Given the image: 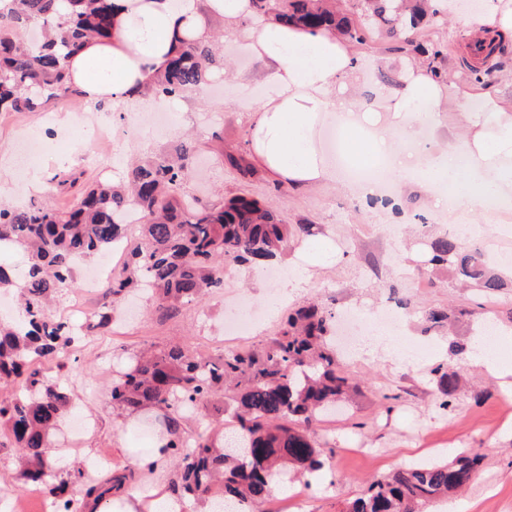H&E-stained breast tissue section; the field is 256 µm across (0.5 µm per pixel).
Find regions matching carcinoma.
Returning <instances> with one entry per match:
<instances>
[{
    "instance_id": "carcinoma-1",
    "label": "carcinoma",
    "mask_w": 512,
    "mask_h": 512,
    "mask_svg": "<svg viewBox=\"0 0 512 512\" xmlns=\"http://www.w3.org/2000/svg\"><path fill=\"white\" fill-rule=\"evenodd\" d=\"M371 12L360 24L326 0H255L260 14L283 25L329 27L357 43L363 33L392 34L418 25L424 12H408L395 0H371ZM23 9L0 13V112H26L72 98L78 91L68 80L65 60L81 50L87 38L103 34L111 24V0H20ZM57 17L54 34L35 45L17 39L29 24L47 26ZM224 68V56L210 43L189 42L157 79L154 92L174 97L207 85L209 74ZM195 150L185 144L176 155L159 153L133 167L128 188L79 186L81 174L57 181L76 190L67 211L48 205H0V242L23 248L27 265L21 282L0 265V288H19L18 322L0 326V388L19 384L26 393L0 400V447L19 452V480L54 498L58 512H82L88 499L100 500L129 485L133 474H108L83 486V497L64 496L68 481L59 480L48 451V436L71 411L70 396L45 380L41 361L62 353L72 342L69 327L47 310L50 298L75 287V261L98 256L117 242L131 246L125 269L106 286L109 301L93 331L111 320L110 309L131 288L150 286V293L170 304L191 303L223 282V258L264 267L281 253L289 225L280 214L250 195L210 204L185 194L180 187ZM142 214L140 236L129 243L122 216L130 205ZM430 263L448 266L463 288L485 297L505 288L482 250L463 245L444 233L430 243ZM332 310L303 305L288 315L279 334L259 347L206 358L173 346L139 359L112 382V405L136 413L147 407L163 411L165 437L160 452L178 461L179 480L173 490L189 499L211 498L254 512L272 496V482L284 465L305 474L325 466L311 427L336 413L339 403L357 389L350 373L336 364L330 336ZM438 391L449 398L462 376L441 365L432 369ZM235 404L238 434L228 443L219 434L189 433L180 426L190 411L224 402ZM481 456L460 453L450 461L401 468L372 482L367 491L345 504L341 512H417L419 506L468 487Z\"/></svg>"
}]
</instances>
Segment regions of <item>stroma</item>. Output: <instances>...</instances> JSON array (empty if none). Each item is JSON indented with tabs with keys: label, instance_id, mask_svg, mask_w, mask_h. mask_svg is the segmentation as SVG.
Returning a JSON list of instances; mask_svg holds the SVG:
<instances>
[{
	"label": "stroma",
	"instance_id": "obj_1",
	"mask_svg": "<svg viewBox=\"0 0 512 512\" xmlns=\"http://www.w3.org/2000/svg\"><path fill=\"white\" fill-rule=\"evenodd\" d=\"M466 11H458L446 26L422 22L415 28H400L391 35L367 36L355 45L365 62L367 75L378 73L397 83L398 73L388 58L405 56L407 48L426 47L423 62L440 76L473 85L476 91L499 95L512 103V39L486 60L471 52ZM239 90L216 72L210 85L174 99L165 100L170 114L187 113L189 128L171 122L160 135H137L132 130L134 114L123 108H104L95 124L85 122L78 100L65 104V112H0V155L12 154L19 129H26V144L44 184L33 190L19 167L0 169L6 203H50L65 207L69 199L56 189L55 175L82 173L83 183L125 182L132 161L160 151L175 152L186 138L198 147L194 171L184 182V193L218 204L239 194L276 202L285 224H308V236H292L273 266L286 272L296 248L313 246L321 237L336 244L333 263L318 268L301 287L288 291V303L270 312L267 299L280 284L263 278L261 270L233 260L224 262V285L206 291L201 301L181 305L169 312L157 300L141 295L135 315L124 309L112 314L103 332L76 337L66 366L44 365L45 375L70 394L74 417L86 419L81 435H73L72 423L64 421L51 434L57 451L54 460L60 478L69 482L70 494H78L84 477L100 468L124 469L148 490L172 489L178 469L170 463L149 471L134 468L136 458L152 454L160 443L162 427L153 410L137 413L123 424L112 406V381L133 366L147 350L180 344L216 358L224 355L221 323L224 294L234 290L249 298L259 322L248 343L257 346L275 336L289 308L317 300L343 312L357 310L361 326L370 331L379 308L404 300L402 332L408 339L427 342L430 351L416 359L390 360L375 352L365 357H337V364L359 384L351 404L334 416L315 423L316 439L324 450L323 469L306 476L308 496L298 512H340L346 500L363 493L375 480L395 469L427 461V451L439 449L440 459L468 450L481 455L479 472L460 495L440 503L438 512H512V412L500 400L512 396V375L490 374L476 362L468 345L476 343L481 319L495 321L512 332V288H505L496 301L455 287L446 267L428 262L429 240L450 229L447 217L432 216V200L414 192L399 200L400 212L353 200L340 186L301 191L274 183L263 172L242 178L226 160L227 154L246 155L250 115L238 103ZM113 131L112 150L117 163H104L96 153L103 143L100 131ZM449 311L450 323L428 328L426 310ZM465 353L455 355L452 344ZM444 365L468 379L449 408H441L432 368Z\"/></svg>",
	"mask_w": 512,
	"mask_h": 512
}]
</instances>
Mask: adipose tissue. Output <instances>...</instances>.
Returning <instances> with one entry per match:
<instances>
[{
	"instance_id": "1",
	"label": "adipose tissue",
	"mask_w": 512,
	"mask_h": 512,
	"mask_svg": "<svg viewBox=\"0 0 512 512\" xmlns=\"http://www.w3.org/2000/svg\"><path fill=\"white\" fill-rule=\"evenodd\" d=\"M224 21V38L268 60L267 89L253 104L248 145L257 166L273 180L307 189L338 181L321 130L335 108L351 116L340 135L347 158L369 173L382 157L399 194L430 192L434 184L462 187L471 213L489 197L512 199V104L498 96L436 76L425 63L399 60L397 84L360 81V64L342 36L313 27H285L257 13L252 0H112V27L65 62L85 107L155 104L149 89L183 43L211 37L210 18ZM472 35L512 37V0H484L467 18ZM367 112L391 115L366 129ZM454 114L457 140L436 147L430 133ZM177 496L148 500L119 493L88 501L85 512H184Z\"/></svg>"
}]
</instances>
